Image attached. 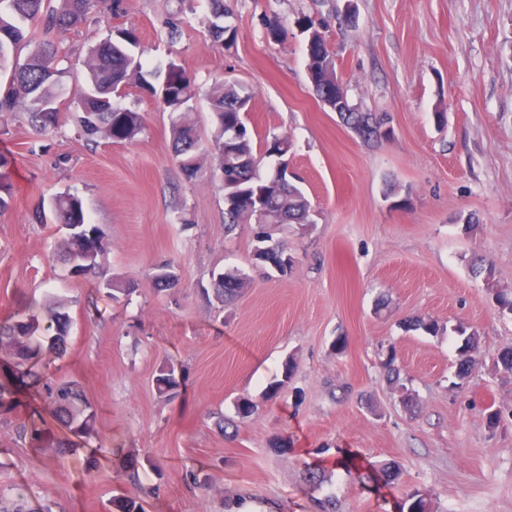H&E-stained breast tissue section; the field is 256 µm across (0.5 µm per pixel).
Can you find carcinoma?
<instances>
[{
  "label": "carcinoma",
  "instance_id": "1",
  "mask_svg": "<svg viewBox=\"0 0 512 512\" xmlns=\"http://www.w3.org/2000/svg\"><path fill=\"white\" fill-rule=\"evenodd\" d=\"M121 5L122 0L107 3L102 0H0V67L10 63L7 91L0 96V116L21 112L32 129L40 134L58 129L62 122L59 87L74 68L73 51L65 44V35L86 23L100 9L116 14ZM210 5L207 27L212 37L219 42H234L236 32L224 22L228 17L224 0H210ZM301 28L308 34L315 33L314 40L307 45V60L309 77L317 90L324 81L336 77L335 62L325 36L316 29V21L307 17ZM138 44L136 33L124 29L116 37H109L89 48L80 61L83 82L73 87L71 103L81 113L79 126L83 134L123 141L134 139L143 129V116L118 106L113 99L115 87L141 75V55L136 53ZM146 89L162 108L176 114L171 124V140L175 159L187 178L192 179L198 174L199 151L203 150L217 161V169L224 170L236 182L237 189L252 192L264 187L268 191V204L272 210L286 213L288 223L301 226L309 223L311 203L304 191L294 183L270 187L268 177L260 174L264 158L289 149L288 138L266 136L263 148L259 149L250 133L239 130L236 135H231L238 122V112L250 101L248 93L224 83L214 84L210 110L217 134L204 149L184 112L185 106L195 97L194 85L185 71L170 62L166 65L162 84L157 88L148 84ZM353 121L363 125L364 133L371 141L387 137L382 132L385 119L381 114L350 112L343 123L347 126ZM7 167V160L0 158V210L9 206L13 192L12 173ZM50 207L56 223L73 227L72 235L60 241L62 260L70 265L73 274L94 272L97 259L84 260L85 252L94 242L97 249H102V237L97 228L87 223L81 201L63 192L52 200ZM240 279H247V275L239 270L218 274L213 284L215 299L222 304L235 300L238 293L224 291V282ZM484 281L486 290L495 292V302L501 313L512 312V290L496 287L489 268L484 269ZM69 327L70 318L64 304L43 307L30 304L22 313L0 322V350L12 357L19 379L27 378L41 386L56 422L71 434L81 436L89 432L94 418L83 391L74 381L57 383L40 371L46 359L65 354ZM404 328L430 336H437L441 331L440 325L431 318L411 320L404 324ZM458 352L468 354L469 362L456 367L455 386L470 378L478 365L477 338H465ZM179 386L175 367H162L155 379L156 390L168 394ZM19 408L17 391L8 385H0V415L12 414ZM20 430L22 435L28 434L38 443L48 427L31 418L20 425ZM405 505L407 512H430L427 495L418 490L406 495ZM112 507L117 512H145L142 499H114Z\"/></svg>",
  "mask_w": 512,
  "mask_h": 512
}]
</instances>
